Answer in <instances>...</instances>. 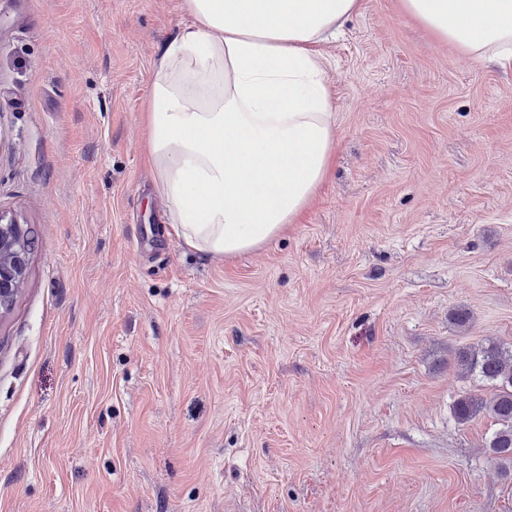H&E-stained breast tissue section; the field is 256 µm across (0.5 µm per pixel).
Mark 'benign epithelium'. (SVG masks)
<instances>
[{"label":"benign epithelium","mask_w":512,"mask_h":512,"mask_svg":"<svg viewBox=\"0 0 512 512\" xmlns=\"http://www.w3.org/2000/svg\"><path fill=\"white\" fill-rule=\"evenodd\" d=\"M28 261L23 225L15 216L0 210V313L13 306Z\"/></svg>","instance_id":"benign-epithelium-1"}]
</instances>
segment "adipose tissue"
<instances>
[{"label": "adipose tissue", "mask_w": 512, "mask_h": 512, "mask_svg": "<svg viewBox=\"0 0 512 512\" xmlns=\"http://www.w3.org/2000/svg\"><path fill=\"white\" fill-rule=\"evenodd\" d=\"M192 22L152 75L149 158L165 222L188 249L234 257L298 223L336 155L319 44L361 0H183ZM472 59L512 68V0H402Z\"/></svg>", "instance_id": "obj_1"}]
</instances>
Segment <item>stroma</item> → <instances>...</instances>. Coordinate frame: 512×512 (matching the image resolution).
Segmentation results:
<instances>
[{"instance_id":"stroma-1","label":"stroma","mask_w":512,"mask_h":512,"mask_svg":"<svg viewBox=\"0 0 512 512\" xmlns=\"http://www.w3.org/2000/svg\"><path fill=\"white\" fill-rule=\"evenodd\" d=\"M182 0H0V209L37 244L0 315V512H512V69L363 0L323 45L336 160L298 223L181 246L146 149ZM459 361L464 369L476 373L482 380L495 383L497 393L485 403L474 394L463 395L453 406L457 421L465 424L471 421L481 410L488 409L496 425L488 448L498 457L512 459V353L506 355L494 343L482 347L480 352H463Z\"/></svg>"}]
</instances>
